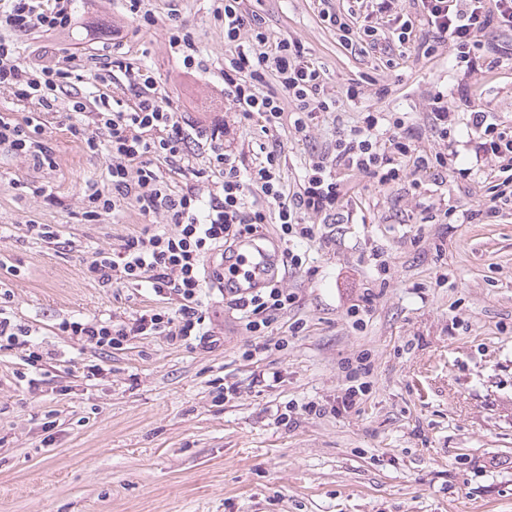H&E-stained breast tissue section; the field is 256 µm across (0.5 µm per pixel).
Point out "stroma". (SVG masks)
Returning <instances> with one entry per match:
<instances>
[{"mask_svg":"<svg viewBox=\"0 0 512 512\" xmlns=\"http://www.w3.org/2000/svg\"><path fill=\"white\" fill-rule=\"evenodd\" d=\"M244 5L272 39L298 40L325 70L345 126L369 105L403 112L422 133L418 148L438 150L427 112L431 92L444 91L459 132L452 169L423 175L418 198L353 178L352 223L305 244L301 269L278 272L296 297L273 326V338L287 337V346L244 358L254 338L211 284L204 310L224 330L218 345L138 335L106 356L54 326L152 308L145 292L100 287L84 270L88 253L140 232L146 220L131 207L113 218L84 217L85 184L101 175L105 157L67 131L69 100L101 91L123 97L122 85L101 84L92 61L118 46L128 62L152 71L159 95L178 100L186 120L224 115V25L214 0H144L158 20L149 29L133 21L125 0H71L73 32L53 40L14 32L27 64L66 54L86 63L47 117L43 137L56 151L55 170L0 147V257L18 268L14 276L0 268V281L17 319L58 354L33 394L21 350H0V512H512V204L489 221H420L421 204L460 213L488 196L490 168L475 156L479 138L467 126L465 100L512 129V63L470 73L441 45L429 58L396 57L388 69L379 54L342 47L318 0ZM173 8L202 62L189 75L165 34ZM354 83L363 97L344 99ZM338 128L323 115L308 141L288 127L270 136L286 156L287 185L297 186L312 149L327 147ZM41 185L48 195H33ZM32 220L57 225L75 250L27 237L23 226ZM375 247L387 267L371 259ZM358 299L365 310L354 319L348 308ZM295 322L301 331L287 336ZM360 355L371 387L356 408L275 422L278 405H334L346 362ZM94 364L102 371L92 377ZM217 378L236 386L235 398L214 403Z\"/></svg>","mask_w":512,"mask_h":512,"instance_id":"35a3bbf8","label":"stroma"}]
</instances>
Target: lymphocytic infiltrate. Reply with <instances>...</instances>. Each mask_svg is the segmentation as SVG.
I'll return each mask as SVG.
<instances>
[{
    "label": "lymphocytic infiltrate",
    "instance_id": "obj_1",
    "mask_svg": "<svg viewBox=\"0 0 512 512\" xmlns=\"http://www.w3.org/2000/svg\"><path fill=\"white\" fill-rule=\"evenodd\" d=\"M363 24L350 12L321 9L324 22L334 28L346 46L365 43L370 49L412 47L417 57L431 56L437 43L453 51L457 65L475 69L479 60L512 61V42L487 40L488 29L512 31V0H365ZM216 15L224 22V96L242 121L260 119L265 130L287 124L308 135L318 115L334 113L337 99L326 91L324 72L307 58L300 43L280 39L270 43L259 15L246 12L242 0H224ZM438 37L437 43L413 41L416 23ZM77 19L70 0H55L53 8L36 10L32 0H0V88L11 89L21 100L37 101L40 109L29 115L0 113V146L48 170L57 166L51 147L42 138L44 112L54 110L60 93L75 77L73 65H24L15 54L9 34L35 31L53 37L74 30ZM108 79L124 77L130 95L127 103L111 106L99 95L100 107L87 116L84 101L72 103L68 130L89 150L106 155L104 181H88L83 200L86 217L99 220L117 213L123 205L137 208L151 223L142 232L121 237L117 247L91 252L85 271L101 287L121 284L146 290L162 300L130 319L66 318L58 329L81 344L108 354L131 336L153 335L168 342L197 341L210 348L215 333L205 326L203 294L208 284L205 259L220 252L231 261V245L242 237L277 223L283 255L290 266L303 264L301 254L288 249L293 240H316L320 226L346 224L352 215L342 201L349 192L347 176L362 175L378 187L406 182L420 189V174L443 172L456 157L455 140L448 123L452 113L443 93L429 101L430 129L442 146L419 150L418 135L405 117L394 112L367 109L356 125L340 132L333 145L313 155L304 166L297 191H288L281 174L280 145L260 146L253 160L227 143V123L184 124L170 102L157 93L148 70L121 58L105 64ZM470 125L479 132V152L494 163L500 177L478 215L494 216L501 205L512 203V130L502 128L495 113L472 107ZM206 141L208 154L196 164L195 144ZM181 186H173L172 177ZM315 223H307V216ZM165 224H158V217ZM224 298L240 314L248 332L257 338L254 352L267 348L263 338L295 302L293 294L271 284L247 294L228 288ZM29 326L0 304V348L23 351L34 368L54 359V352L30 338Z\"/></svg>",
    "mask_w": 512,
    "mask_h": 512
}]
</instances>
